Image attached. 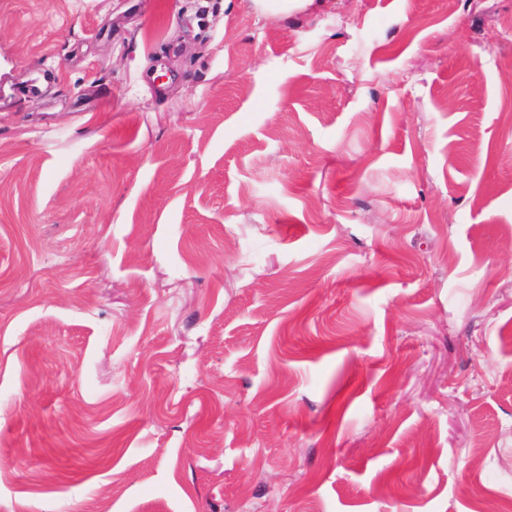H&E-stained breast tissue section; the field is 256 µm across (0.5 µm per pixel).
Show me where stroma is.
Wrapping results in <instances>:
<instances>
[{
    "label": "stroma",
    "instance_id": "1",
    "mask_svg": "<svg viewBox=\"0 0 512 512\" xmlns=\"http://www.w3.org/2000/svg\"><path fill=\"white\" fill-rule=\"evenodd\" d=\"M512 501V0H0V512Z\"/></svg>",
    "mask_w": 512,
    "mask_h": 512
}]
</instances>
